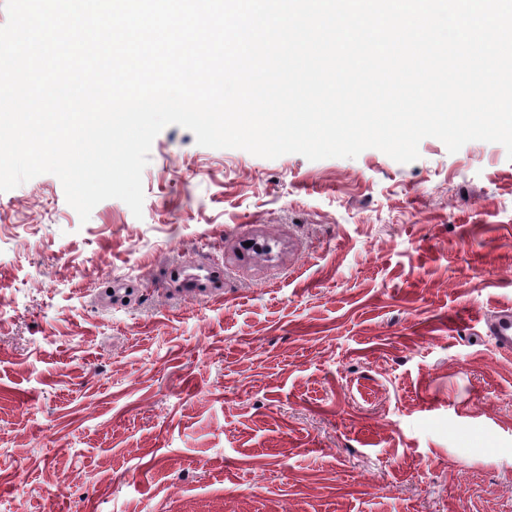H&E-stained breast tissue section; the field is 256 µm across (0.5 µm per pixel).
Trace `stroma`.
Wrapping results in <instances>:
<instances>
[{
    "label": "stroma",
    "mask_w": 512,
    "mask_h": 512,
    "mask_svg": "<svg viewBox=\"0 0 512 512\" xmlns=\"http://www.w3.org/2000/svg\"><path fill=\"white\" fill-rule=\"evenodd\" d=\"M418 150L171 125L142 218L0 192V512H512V160ZM491 334L495 337L498 348L512 352V315L505 312L491 325Z\"/></svg>",
    "instance_id": "stroma-1"
}]
</instances>
